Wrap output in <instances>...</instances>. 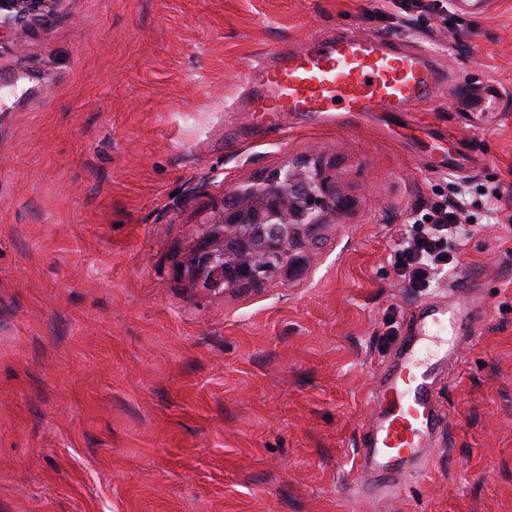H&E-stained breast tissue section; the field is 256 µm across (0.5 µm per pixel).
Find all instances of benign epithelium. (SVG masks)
Here are the masks:
<instances>
[{"mask_svg": "<svg viewBox=\"0 0 512 512\" xmlns=\"http://www.w3.org/2000/svg\"><path fill=\"white\" fill-rule=\"evenodd\" d=\"M59 0H0V37L20 42ZM348 207L332 168L283 166L232 188L218 218L202 225L188 260L211 288H259L299 272L301 253Z\"/></svg>", "mask_w": 512, "mask_h": 512, "instance_id": "benign-epithelium-1", "label": "benign epithelium"}]
</instances>
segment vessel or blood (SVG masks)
<instances>
[{
  "label": "vessel or blood",
  "mask_w": 512,
  "mask_h": 512,
  "mask_svg": "<svg viewBox=\"0 0 512 512\" xmlns=\"http://www.w3.org/2000/svg\"><path fill=\"white\" fill-rule=\"evenodd\" d=\"M446 75L430 52L386 35L339 33L276 46L250 68L237 108L331 123L385 112L409 125L412 104L428 100ZM484 307L474 285L456 280L444 299L420 303L412 328L372 388L373 424L358 452L361 489L397 488L428 464L427 446L444 425L435 392L464 343L482 334Z\"/></svg>",
  "instance_id": "obj_1"
}]
</instances>
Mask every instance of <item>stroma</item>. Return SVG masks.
<instances>
[{"label":"stroma","mask_w":512,"mask_h":512,"mask_svg":"<svg viewBox=\"0 0 512 512\" xmlns=\"http://www.w3.org/2000/svg\"><path fill=\"white\" fill-rule=\"evenodd\" d=\"M380 17V0H58L0 40V512H512V0ZM438 51L413 129L230 105L274 46L325 31ZM456 139L472 172L435 169ZM330 163L350 210L302 276L250 291L185 269L226 190ZM472 185L459 264L417 293L391 255ZM477 280L483 335L436 398L422 472L356 488L370 389L416 305Z\"/></svg>","instance_id":"stroma-1"}]
</instances>
